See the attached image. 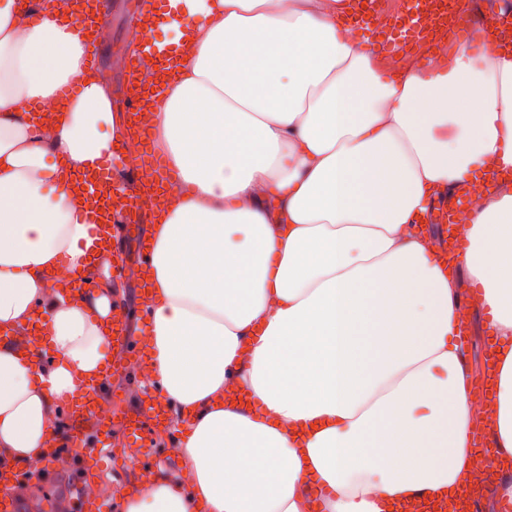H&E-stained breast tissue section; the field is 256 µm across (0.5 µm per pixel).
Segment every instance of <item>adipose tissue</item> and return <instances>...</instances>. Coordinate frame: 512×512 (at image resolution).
Wrapping results in <instances>:
<instances>
[{"mask_svg": "<svg viewBox=\"0 0 512 512\" xmlns=\"http://www.w3.org/2000/svg\"><path fill=\"white\" fill-rule=\"evenodd\" d=\"M170 6L186 53L150 135L184 191L146 243L145 367L189 427L181 477L129 484L125 512H403L464 482L459 280L415 219L437 188L493 170L462 263L500 349L512 455V55L389 71L342 0ZM30 12L0 0V470L42 459L58 401L108 363L110 288L62 279L93 254L75 179L127 133L71 18Z\"/></svg>", "mask_w": 512, "mask_h": 512, "instance_id": "obj_1", "label": "adipose tissue"}]
</instances>
